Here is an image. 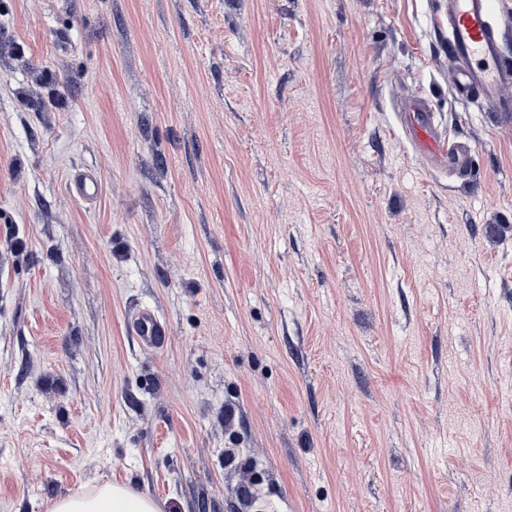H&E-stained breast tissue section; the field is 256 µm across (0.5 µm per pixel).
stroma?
Wrapping results in <instances>:
<instances>
[{"instance_id":"obj_1","label":"stroma","mask_w":512,"mask_h":512,"mask_svg":"<svg viewBox=\"0 0 512 512\" xmlns=\"http://www.w3.org/2000/svg\"><path fill=\"white\" fill-rule=\"evenodd\" d=\"M452 70L444 0H0V512H512V122ZM400 118L411 145L426 164L451 169L469 164L457 141L435 126L427 103L421 101L405 105ZM100 188L97 176L92 172H85L76 177L72 190L80 200L92 201L99 195ZM132 328L146 347L157 348L166 342V325L150 308H140L135 312ZM48 512H162L160 504L131 487L110 481L52 500Z\"/></svg>"}]
</instances>
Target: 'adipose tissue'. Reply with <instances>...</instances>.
I'll use <instances>...</instances> for the list:
<instances>
[{
  "label": "adipose tissue",
  "mask_w": 512,
  "mask_h": 512,
  "mask_svg": "<svg viewBox=\"0 0 512 512\" xmlns=\"http://www.w3.org/2000/svg\"><path fill=\"white\" fill-rule=\"evenodd\" d=\"M48 512H162L160 504L131 487L109 481L52 500Z\"/></svg>",
  "instance_id": "1"
}]
</instances>
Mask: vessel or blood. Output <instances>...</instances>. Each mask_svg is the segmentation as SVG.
Wrapping results in <instances>:
<instances>
[{"instance_id": "obj_1", "label": "vessel or blood", "mask_w": 512, "mask_h": 512, "mask_svg": "<svg viewBox=\"0 0 512 512\" xmlns=\"http://www.w3.org/2000/svg\"><path fill=\"white\" fill-rule=\"evenodd\" d=\"M447 4L448 47L457 93L511 121L512 96L505 89L512 85V61L505 56L500 39L497 0H447ZM400 118L411 145L426 164L451 169L468 165L457 141L433 123L427 103L405 105ZM73 192L80 200H94L100 193L97 176L79 174ZM132 328L146 347L156 348L166 341V325L152 309H138Z\"/></svg>"}]
</instances>
